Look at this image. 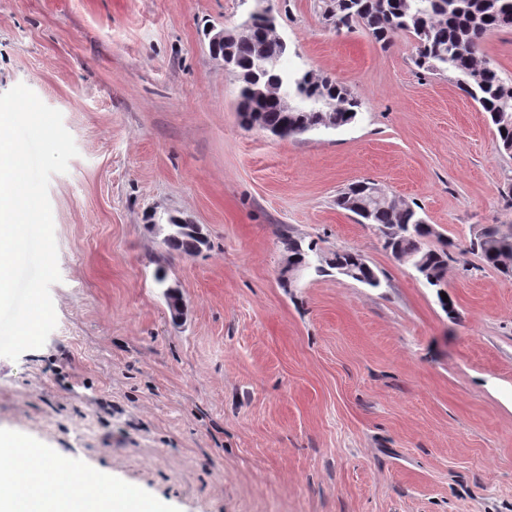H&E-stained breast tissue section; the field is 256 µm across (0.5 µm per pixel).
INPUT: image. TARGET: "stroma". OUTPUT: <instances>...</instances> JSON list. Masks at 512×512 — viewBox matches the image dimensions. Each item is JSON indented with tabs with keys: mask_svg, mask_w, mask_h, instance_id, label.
<instances>
[{
	"mask_svg": "<svg viewBox=\"0 0 512 512\" xmlns=\"http://www.w3.org/2000/svg\"><path fill=\"white\" fill-rule=\"evenodd\" d=\"M270 5L288 68L349 86L353 123L243 125L206 31L252 0H0V93L29 87L78 149L49 183L57 325L0 357V434L154 512H512V278L472 248L512 224V154L413 37ZM362 180L435 229L454 315L336 207ZM150 213L207 246L168 250ZM285 231L360 252L379 287L288 276Z\"/></svg>",
	"mask_w": 512,
	"mask_h": 512,
	"instance_id": "stroma-1",
	"label": "stroma"
}]
</instances>
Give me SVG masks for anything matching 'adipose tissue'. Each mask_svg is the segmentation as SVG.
Here are the masks:
<instances>
[{
	"mask_svg": "<svg viewBox=\"0 0 512 512\" xmlns=\"http://www.w3.org/2000/svg\"><path fill=\"white\" fill-rule=\"evenodd\" d=\"M133 497L95 474L68 482L57 466L17 439L0 437V512H128Z\"/></svg>",
	"mask_w": 512,
	"mask_h": 512,
	"instance_id": "1",
	"label": "adipose tissue"
}]
</instances>
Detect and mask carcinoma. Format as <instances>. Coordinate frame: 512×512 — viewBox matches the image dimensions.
Returning <instances> with one entry per match:
<instances>
[{
  "instance_id": "carcinoma-1",
  "label": "carcinoma",
  "mask_w": 512,
  "mask_h": 512,
  "mask_svg": "<svg viewBox=\"0 0 512 512\" xmlns=\"http://www.w3.org/2000/svg\"><path fill=\"white\" fill-rule=\"evenodd\" d=\"M325 20L336 30L362 26L373 39L386 46L400 34H410L417 41L418 67L448 74L463 91L487 112L504 151L512 152V82L502 78L495 67L480 59V45L490 32L512 28V0H325ZM231 54L239 72V99L254 97L256 91L267 95L241 113L250 128H288L306 132L327 126L338 128L355 120L362 100L341 82L312 72L287 69L288 51L273 29L257 21L251 33L222 47ZM293 96L287 108L280 94ZM336 206L376 226L384 238V247L405 258L417 268L428 285L437 288L448 275V252L434 249L428 241L434 235L431 225L411 206L395 196L379 203H366V192L346 190L336 198ZM169 225L164 245L185 255H194L206 244L202 230L191 224ZM281 243L288 253V264L301 267L316 276L327 270L376 288L375 272L358 252L337 250L328 257L318 254L316 245L283 233ZM473 247L482 260L506 276L512 268V224L485 229Z\"/></svg>"
}]
</instances>
